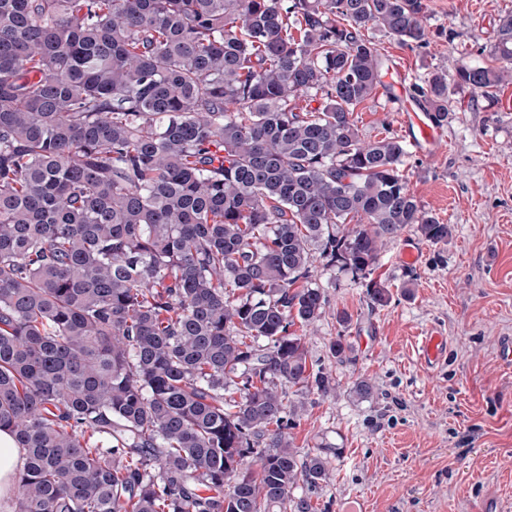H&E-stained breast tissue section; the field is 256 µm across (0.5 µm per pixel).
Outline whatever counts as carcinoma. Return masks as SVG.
<instances>
[{
  "mask_svg": "<svg viewBox=\"0 0 512 512\" xmlns=\"http://www.w3.org/2000/svg\"><path fill=\"white\" fill-rule=\"evenodd\" d=\"M423 0H0V429L25 450L17 512H283L329 457L288 429L329 388L295 324L321 259L366 279L419 205L404 141L360 138L382 85L366 33L430 44ZM429 73L451 95L512 77ZM310 96L317 106L298 108ZM339 362L353 347L330 345ZM233 391L239 397L226 398ZM264 450L257 451V446Z\"/></svg>",
  "mask_w": 512,
  "mask_h": 512,
  "instance_id": "obj_1",
  "label": "carcinoma"
}]
</instances>
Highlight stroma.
<instances>
[{
  "instance_id": "35a3bbf8",
  "label": "stroma",
  "mask_w": 512,
  "mask_h": 512,
  "mask_svg": "<svg viewBox=\"0 0 512 512\" xmlns=\"http://www.w3.org/2000/svg\"><path fill=\"white\" fill-rule=\"evenodd\" d=\"M424 2L428 47L369 33L389 68L418 84L436 68L488 62L497 20L512 10V0ZM451 106L441 153L411 152L404 164L418 203L452 226L449 241L431 244L410 227L388 241L375 271L391 292L383 307L371 306L351 273L312 266L326 305L304 331L305 348L331 389L307 394L289 435L300 453L331 451L327 478L293 491L314 512H512V360L501 352L512 342V111L467 90ZM353 120L366 140L405 135L385 86ZM408 244L418 263L401 261ZM431 328L448 340L446 361L433 368L416 348ZM339 338L355 362L331 356ZM359 378L373 384L370 398L349 396Z\"/></svg>"
}]
</instances>
